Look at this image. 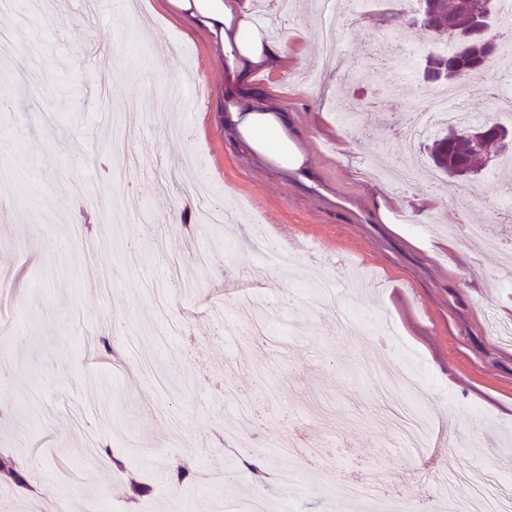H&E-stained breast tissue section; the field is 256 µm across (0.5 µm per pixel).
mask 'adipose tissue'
<instances>
[{
    "label": "adipose tissue",
    "instance_id": "ef3b65f1",
    "mask_svg": "<svg viewBox=\"0 0 512 512\" xmlns=\"http://www.w3.org/2000/svg\"><path fill=\"white\" fill-rule=\"evenodd\" d=\"M166 5L172 14L203 29L222 53L224 119L247 151L272 167L306 171L307 157L289 135L282 112L260 101H242L256 75L288 68L287 51L257 23L251 0H167Z\"/></svg>",
    "mask_w": 512,
    "mask_h": 512
}]
</instances>
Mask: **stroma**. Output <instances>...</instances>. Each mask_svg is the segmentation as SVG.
<instances>
[{
    "instance_id": "35a3bbf8",
    "label": "stroma",
    "mask_w": 512,
    "mask_h": 512,
    "mask_svg": "<svg viewBox=\"0 0 512 512\" xmlns=\"http://www.w3.org/2000/svg\"><path fill=\"white\" fill-rule=\"evenodd\" d=\"M43 0L0 63V455L26 460V488L0 480V512L68 495L71 512H224L265 494L271 512H369L349 492L445 512L442 478L473 469L512 496V275L461 222L505 235L489 171L445 182L377 175L402 163L404 94L447 44L414 26V0L366 13L256 0L288 52L287 75L254 95L287 113L310 159L302 179L245 153L224 126V63L163 0ZM49 51L33 58L30 40ZM512 72L465 80L496 120ZM358 115L340 125L329 99ZM279 247L335 277V297L265 268ZM213 254L210 268L194 257ZM380 317L343 335L338 309ZM124 337L111 350L101 338ZM236 397H224L225 388ZM422 404V455L395 430ZM277 452H270L271 443ZM110 445L125 469L95 446ZM269 450L266 475L248 469ZM190 457L191 492L170 481ZM233 481H225V472ZM149 484L133 498L132 482Z\"/></svg>"
}]
</instances>
